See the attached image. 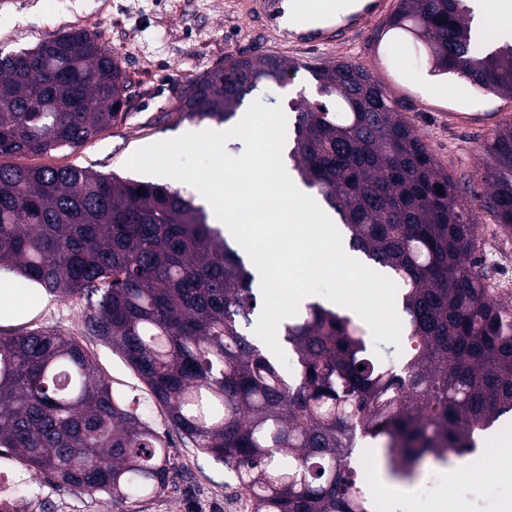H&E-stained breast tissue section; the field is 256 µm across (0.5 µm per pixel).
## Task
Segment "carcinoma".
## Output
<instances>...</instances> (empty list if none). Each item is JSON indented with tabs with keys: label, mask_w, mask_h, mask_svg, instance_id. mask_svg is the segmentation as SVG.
I'll use <instances>...</instances> for the list:
<instances>
[{
	"label": "carcinoma",
	"mask_w": 512,
	"mask_h": 512,
	"mask_svg": "<svg viewBox=\"0 0 512 512\" xmlns=\"http://www.w3.org/2000/svg\"><path fill=\"white\" fill-rule=\"evenodd\" d=\"M473 19L467 0H399L388 30L422 32L431 74L512 98V38L474 35ZM301 69L316 98L292 107L289 158L352 250L395 283L399 364L374 354L356 318L314 301L282 326L285 370L251 333L258 295L239 250L194 196L153 183L0 164V267L82 298L87 332L125 360L185 445L235 474L250 512H371L354 468L364 442L410 478L428 455H469L475 433L512 414V300L474 257L461 189L365 68L232 58L180 87L174 111L226 123L247 84L281 86ZM132 97L118 58L87 30L1 55L0 156L80 148ZM484 149L476 177L511 233L512 122ZM0 448L119 512L175 474L164 440L88 349L43 328L0 336Z\"/></svg>",
	"instance_id": "1"
}]
</instances>
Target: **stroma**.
I'll use <instances>...</instances> for the list:
<instances>
[{"label":"stroma","instance_id":"stroma-1","mask_svg":"<svg viewBox=\"0 0 512 512\" xmlns=\"http://www.w3.org/2000/svg\"><path fill=\"white\" fill-rule=\"evenodd\" d=\"M396 6L397 0H383L381 10L359 30L309 49L283 41L278 32L255 23L244 0H0L1 52H19L64 31L88 30L97 33L118 56L136 93L124 117L83 148L14 156L10 162L28 167H82L138 179V172L126 166L137 149L200 129L199 123L173 114L178 86L231 58L271 54L295 59L303 69L285 86L257 88L249 94V101L286 108L294 98L314 95L307 66L327 60L360 65L385 87L454 181L467 184L490 131L512 117V100L468 94L457 77L431 75L414 41L388 32L386 22ZM1 288L13 289V300L21 312L0 318V334L42 327L81 339L109 384L137 399L153 428L159 434L167 433L164 412L147 387L111 348L87 336L86 307L79 297L35 293L33 286L4 268H0ZM490 446L488 457L476 453L468 458L481 483L453 485L467 512H504L505 506L512 504V479L500 477L495 467L503 450H512L511 419L502 421ZM170 454L183 470V481L142 498L134 505L136 512H227L226 502L239 491L233 473L176 437L171 440ZM0 467L19 476L21 501L35 498L50 503L49 512H113L107 500L59 489L40 478L30 479L26 463L9 449L0 450ZM356 469L367 477L384 512H432L440 489L449 486L447 466L429 458L407 494L389 491L383 451L374 442L361 448Z\"/></svg>","mask_w":512,"mask_h":512}]
</instances>
